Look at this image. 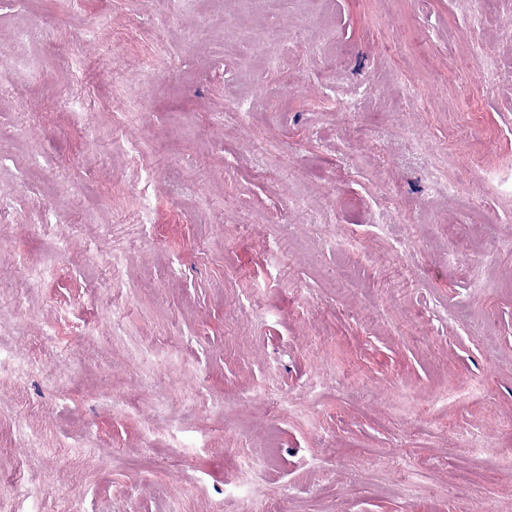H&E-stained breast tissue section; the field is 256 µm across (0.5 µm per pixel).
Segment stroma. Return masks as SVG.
Masks as SVG:
<instances>
[{
  "mask_svg": "<svg viewBox=\"0 0 512 512\" xmlns=\"http://www.w3.org/2000/svg\"><path fill=\"white\" fill-rule=\"evenodd\" d=\"M1 51L11 512H248L245 453L279 512H512V0H0Z\"/></svg>",
  "mask_w": 512,
  "mask_h": 512,
  "instance_id": "1",
  "label": "stroma"
}]
</instances>
